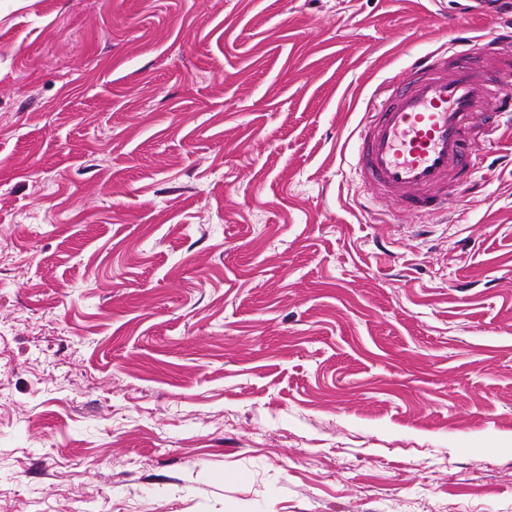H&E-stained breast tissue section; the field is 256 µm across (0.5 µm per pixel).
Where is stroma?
Segmentation results:
<instances>
[{
	"instance_id": "obj_1",
	"label": "stroma",
	"mask_w": 512,
	"mask_h": 512,
	"mask_svg": "<svg viewBox=\"0 0 512 512\" xmlns=\"http://www.w3.org/2000/svg\"><path fill=\"white\" fill-rule=\"evenodd\" d=\"M440 0H0V512H512V146L436 215L350 146Z\"/></svg>"
}]
</instances>
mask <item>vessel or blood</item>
Wrapping results in <instances>:
<instances>
[{
  "mask_svg": "<svg viewBox=\"0 0 512 512\" xmlns=\"http://www.w3.org/2000/svg\"><path fill=\"white\" fill-rule=\"evenodd\" d=\"M483 56L493 72L467 51L417 58L408 78L371 104L354 148L366 204L391 199L435 214L467 189L484 147L512 128V34L492 37Z\"/></svg>",
  "mask_w": 512,
  "mask_h": 512,
  "instance_id": "obj_1",
  "label": "vessel or blood"
}]
</instances>
